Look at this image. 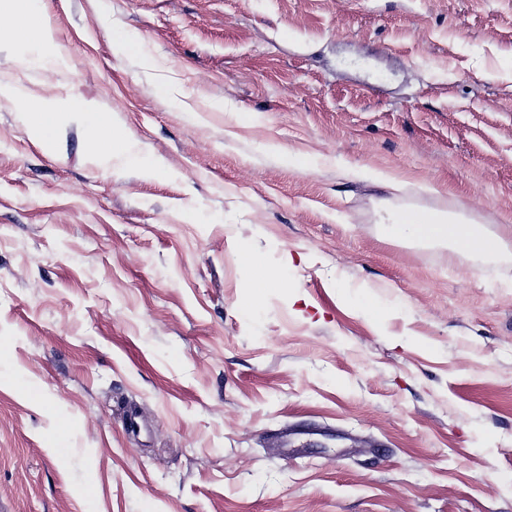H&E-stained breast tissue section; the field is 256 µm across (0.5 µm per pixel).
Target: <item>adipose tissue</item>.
Masks as SVG:
<instances>
[{
    "instance_id": "1",
    "label": "adipose tissue",
    "mask_w": 512,
    "mask_h": 512,
    "mask_svg": "<svg viewBox=\"0 0 512 512\" xmlns=\"http://www.w3.org/2000/svg\"><path fill=\"white\" fill-rule=\"evenodd\" d=\"M8 2L13 6L18 40L35 42L54 64H63L64 58L56 51L51 32L31 12L32 0ZM19 106L27 114L37 138L45 143L54 140L58 128L57 103L41 96H28L21 99ZM70 109L83 115L91 131L89 150L95 158L108 163L114 161L147 175L158 170L159 161L148 157L145 146L130 141L113 121L111 113L100 111L84 101L72 103ZM383 224L384 233L390 239L445 244L470 255H498L512 248L511 224L489 228L428 209L393 212L387 215Z\"/></svg>"
}]
</instances>
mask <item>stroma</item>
<instances>
[{"mask_svg":"<svg viewBox=\"0 0 512 512\" xmlns=\"http://www.w3.org/2000/svg\"><path fill=\"white\" fill-rule=\"evenodd\" d=\"M34 9L67 64L0 12V512H512V257L381 227L512 223V0ZM22 95L97 104L162 170L67 112L42 145ZM244 250L288 282L253 316ZM70 110L81 113L91 131L90 153L97 159L112 163L116 161L126 168L138 169L152 175L160 167L157 160L147 156L146 147L130 141L122 129L112 121V113L101 112L89 102L70 104ZM351 174L357 180L370 182L382 188H391L398 183L396 176L393 174L366 167L354 169Z\"/></svg>","mask_w":512,"mask_h":512,"instance_id":"35a3bbf8","label":"stroma"}]
</instances>
